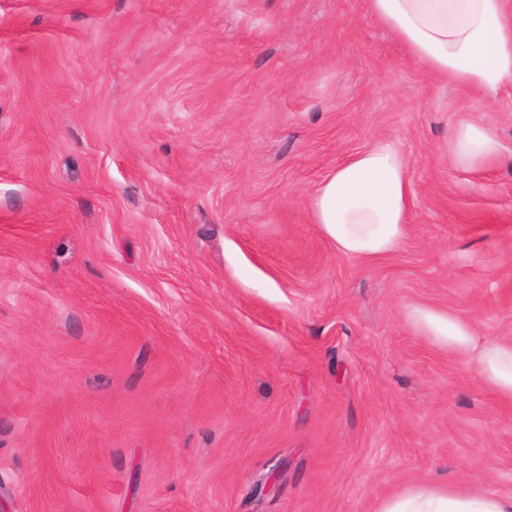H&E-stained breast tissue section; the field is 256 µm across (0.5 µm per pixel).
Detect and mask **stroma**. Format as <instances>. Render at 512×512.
Returning a JSON list of instances; mask_svg holds the SVG:
<instances>
[{
    "label": "stroma",
    "mask_w": 512,
    "mask_h": 512,
    "mask_svg": "<svg viewBox=\"0 0 512 512\" xmlns=\"http://www.w3.org/2000/svg\"><path fill=\"white\" fill-rule=\"evenodd\" d=\"M460 122L498 160L451 166ZM381 138L413 207L366 261L310 202ZM416 307L512 342V87L433 79L366 0H0L7 512L512 494V399Z\"/></svg>",
    "instance_id": "35a3bbf8"
}]
</instances>
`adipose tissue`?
Segmentation results:
<instances>
[{
	"mask_svg": "<svg viewBox=\"0 0 512 512\" xmlns=\"http://www.w3.org/2000/svg\"><path fill=\"white\" fill-rule=\"evenodd\" d=\"M368 9L428 73L493 99L512 83V0H367ZM453 166L477 169L497 160L500 145L488 129L454 126L448 139ZM412 206L405 158L377 140L330 172L311 199L323 236L343 254L371 260L398 249ZM421 331L465 356L475 375L512 397V342L477 344L470 323L418 309ZM378 512H512V494L427 485L396 494Z\"/></svg>",
	"mask_w": 512,
	"mask_h": 512,
	"instance_id": "1",
	"label": "adipose tissue"
}]
</instances>
